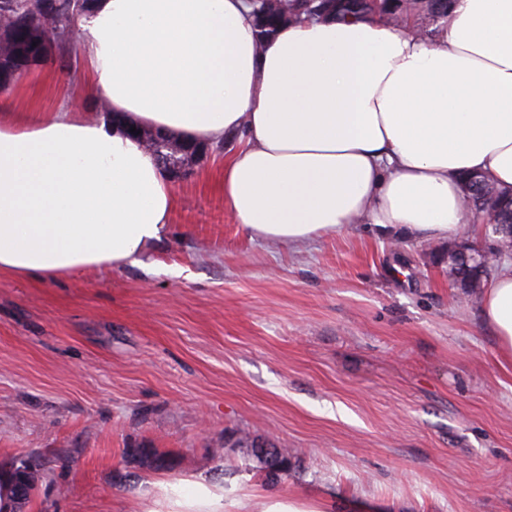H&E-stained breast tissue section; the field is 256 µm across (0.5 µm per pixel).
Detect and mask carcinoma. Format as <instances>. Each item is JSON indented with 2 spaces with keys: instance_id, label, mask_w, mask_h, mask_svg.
<instances>
[{
  "instance_id": "obj_1",
  "label": "carcinoma",
  "mask_w": 512,
  "mask_h": 512,
  "mask_svg": "<svg viewBox=\"0 0 512 512\" xmlns=\"http://www.w3.org/2000/svg\"><path fill=\"white\" fill-rule=\"evenodd\" d=\"M453 0H393L374 5L368 0H340L334 16L365 19L386 17L406 24L421 20L436 35L447 17ZM92 0H0V90L9 89L26 70L47 64L71 43L70 31L75 19L88 11ZM316 0H258L254 11L261 26L273 30L285 20L307 16L317 8ZM165 160L161 167H180L196 159L182 143L165 137ZM478 191L467 193V204L478 221H505L512 212V195L479 178ZM41 470L26 473L13 461L0 463V490L8 489L11 507L25 512L41 482Z\"/></svg>"
}]
</instances>
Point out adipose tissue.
Instances as JSON below:
<instances>
[{"label":"adipose tissue","instance_id":"obj_1","mask_svg":"<svg viewBox=\"0 0 512 512\" xmlns=\"http://www.w3.org/2000/svg\"><path fill=\"white\" fill-rule=\"evenodd\" d=\"M75 91L0 116V270L41 281L120 267L162 238L176 197L131 125L210 144L245 130L221 187L253 236L353 224L456 236L462 173L512 188V0H454L434 40L371 17L261 39L249 0H94ZM512 361V263L481 303ZM154 512H224L205 476L152 482Z\"/></svg>","mask_w":512,"mask_h":512}]
</instances>
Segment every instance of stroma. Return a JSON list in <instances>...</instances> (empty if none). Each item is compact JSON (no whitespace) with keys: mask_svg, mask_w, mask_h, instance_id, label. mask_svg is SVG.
Wrapping results in <instances>:
<instances>
[{"mask_svg":"<svg viewBox=\"0 0 512 512\" xmlns=\"http://www.w3.org/2000/svg\"><path fill=\"white\" fill-rule=\"evenodd\" d=\"M70 87L38 67L10 108ZM244 146L225 134L175 180L168 232L124 267L0 272V461L45 469L27 512H151V481L198 475L223 480L224 512L257 491L314 512H512V364L447 241L250 237L219 185ZM258 445L291 449L287 474L267 480Z\"/></svg>","mask_w":512,"mask_h":512,"instance_id":"35a3bbf8","label":"stroma"}]
</instances>
